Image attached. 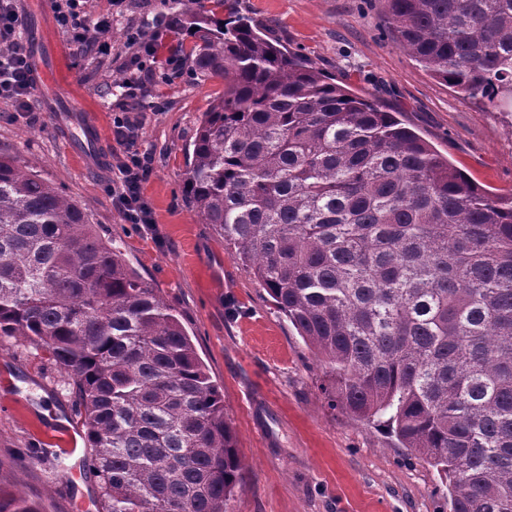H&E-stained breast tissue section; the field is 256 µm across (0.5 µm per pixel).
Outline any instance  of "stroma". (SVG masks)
<instances>
[{
  "label": "stroma",
  "instance_id": "stroma-1",
  "mask_svg": "<svg viewBox=\"0 0 512 512\" xmlns=\"http://www.w3.org/2000/svg\"><path fill=\"white\" fill-rule=\"evenodd\" d=\"M30 52L51 50V82L33 86L32 107L0 100V154L34 169L85 204L97 233L177 309L238 441L241 485L227 512H450L448 489L382 424L332 409L312 350L278 314L260 283L201 223L183 191L188 149L224 81L193 75L188 26L154 28L162 0H125L112 17L109 56L77 52L55 22L54 0H15ZM250 17L267 35L313 59L352 93L377 101L471 180L512 193V117L455 92L421 69L396 42L384 0H229L216 9ZM155 37L150 82L123 93L134 77L127 30ZM98 133L84 165L72 108ZM141 121L138 149L151 168L142 185L153 224L127 223L105 186L123 161L112 120ZM56 454L55 467L34 453ZM75 397L46 353L20 337H0V484L41 501L43 512H99Z\"/></svg>",
  "mask_w": 512,
  "mask_h": 512
}]
</instances>
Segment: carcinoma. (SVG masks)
<instances>
[{
  "mask_svg": "<svg viewBox=\"0 0 512 512\" xmlns=\"http://www.w3.org/2000/svg\"><path fill=\"white\" fill-rule=\"evenodd\" d=\"M191 16L224 79L188 203L325 367L334 408L385 424L448 482L451 512H512V195L241 16ZM401 47L512 106V0H386ZM0 336L46 351L77 398L101 512H226L241 461L176 311L85 205L0 156ZM0 512H41L0 486Z\"/></svg>",
  "mask_w": 512,
  "mask_h": 512,
  "instance_id": "1",
  "label": "carcinoma"
}]
</instances>
